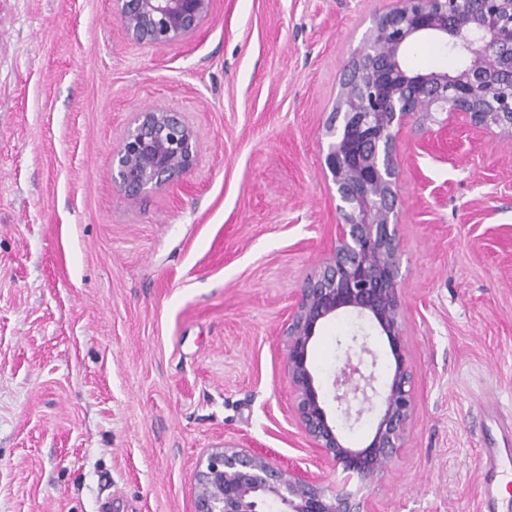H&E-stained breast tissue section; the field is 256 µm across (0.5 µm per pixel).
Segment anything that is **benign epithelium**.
<instances>
[{"mask_svg": "<svg viewBox=\"0 0 512 512\" xmlns=\"http://www.w3.org/2000/svg\"><path fill=\"white\" fill-rule=\"evenodd\" d=\"M213 0H112L128 39L152 50L186 40L205 24ZM425 37L447 45L462 60L449 72H413L405 48ZM512 0H395L380 16L345 75L334 120L326 128L325 173L336 187V246L301 292L288 320L287 374L294 416L320 463L374 479L403 447L413 416V371L406 355L400 300L401 169L398 138L410 124L438 138L448 118L468 117L480 130L512 137ZM443 114L440 120L437 115ZM438 129H432V126ZM199 141L179 112L153 107L134 113L114 152L112 181L125 192L163 190L197 164ZM349 310L367 316L386 337L394 373L370 443L345 445L315 386L308 347L317 327ZM366 343L348 346L332 383L333 400L350 414L376 394L374 373L363 371ZM366 512L365 503L326 483L319 474L274 466L265 456L233 446L212 450L195 475L194 512Z\"/></svg>", "mask_w": 512, "mask_h": 512, "instance_id": "obj_1", "label": "benign epithelium"}]
</instances>
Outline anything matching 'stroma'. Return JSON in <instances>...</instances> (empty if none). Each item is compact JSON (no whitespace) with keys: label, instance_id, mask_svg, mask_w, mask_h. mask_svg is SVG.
<instances>
[{"label":"stroma","instance_id":"35a3bbf8","mask_svg":"<svg viewBox=\"0 0 512 512\" xmlns=\"http://www.w3.org/2000/svg\"><path fill=\"white\" fill-rule=\"evenodd\" d=\"M394 0H215L189 40H128L112 0H0V512H193L198 461L231 444L334 468L292 417L283 330L336 245L320 141ZM436 41L411 69L453 71ZM197 131V165L140 196L112 181L134 112ZM402 448L348 489L370 512H484L481 454L512 438V139L459 115L399 138ZM344 313L309 346L331 392Z\"/></svg>","mask_w":512,"mask_h":512}]
</instances>
